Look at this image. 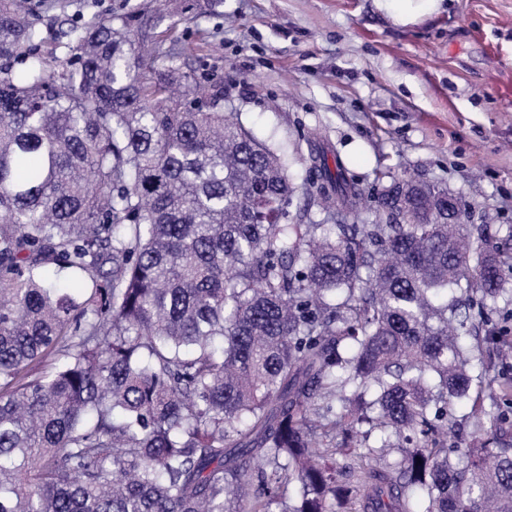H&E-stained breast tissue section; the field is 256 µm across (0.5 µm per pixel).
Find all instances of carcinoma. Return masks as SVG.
Here are the masks:
<instances>
[{
  "mask_svg": "<svg viewBox=\"0 0 512 512\" xmlns=\"http://www.w3.org/2000/svg\"><path fill=\"white\" fill-rule=\"evenodd\" d=\"M154 2L53 66L0 0V512H512V225L319 151L334 222L290 215L288 151L160 48L222 0Z\"/></svg>",
  "mask_w": 512,
  "mask_h": 512,
  "instance_id": "carcinoma-1",
  "label": "carcinoma"
}]
</instances>
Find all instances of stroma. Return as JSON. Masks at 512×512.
<instances>
[{
    "label": "stroma",
    "instance_id": "obj_1",
    "mask_svg": "<svg viewBox=\"0 0 512 512\" xmlns=\"http://www.w3.org/2000/svg\"><path fill=\"white\" fill-rule=\"evenodd\" d=\"M32 0L41 27L144 0ZM197 82L272 147L340 159L373 192L380 172L439 182L475 224L512 225V0H450L399 26L375 0H224L180 24Z\"/></svg>",
    "mask_w": 512,
    "mask_h": 512
}]
</instances>
